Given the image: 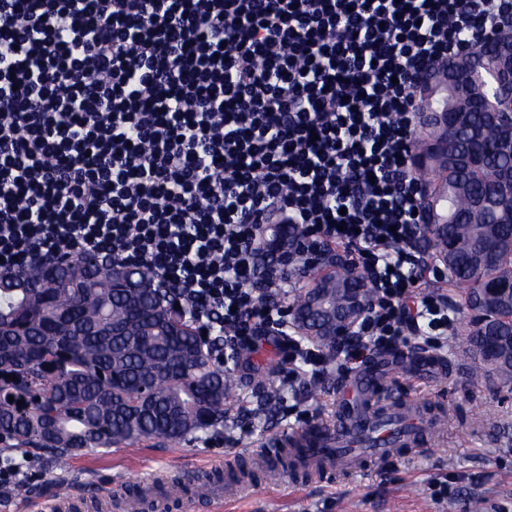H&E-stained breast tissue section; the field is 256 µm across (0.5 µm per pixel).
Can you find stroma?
I'll return each instance as SVG.
<instances>
[{
    "instance_id": "35a3bbf8",
    "label": "stroma",
    "mask_w": 512,
    "mask_h": 512,
    "mask_svg": "<svg viewBox=\"0 0 512 512\" xmlns=\"http://www.w3.org/2000/svg\"><path fill=\"white\" fill-rule=\"evenodd\" d=\"M438 290L456 311L448 334L450 370L430 384L407 375L394 377L383 397L430 404L441 416L430 444L404 448L384 459L367 458L352 473L307 481L281 472L257 471L244 493L227 499L221 512H469L472 498H480L483 512H512V386L472 381L467 372L466 320L468 310L455 290ZM259 374L236 372L232 412L224 421L222 439L205 438L92 451L59 468L38 460L32 490L11 495L0 512H49L58 486H66L75 501L72 512H101L104 493L138 496L153 472L178 482L186 504L182 512H208L190 489L211 480L223 485L227 471L237 464L261 461L273 442L328 422L336 403V380L328 378L317 389H282L286 402H299L307 422L285 416L281 406L263 409ZM448 486L444 499L433 495L434 483Z\"/></svg>"
}]
</instances>
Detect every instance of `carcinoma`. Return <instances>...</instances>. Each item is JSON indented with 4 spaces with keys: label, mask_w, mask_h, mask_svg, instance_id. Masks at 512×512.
I'll return each mask as SVG.
<instances>
[{
    "label": "carcinoma",
    "mask_w": 512,
    "mask_h": 512,
    "mask_svg": "<svg viewBox=\"0 0 512 512\" xmlns=\"http://www.w3.org/2000/svg\"><path fill=\"white\" fill-rule=\"evenodd\" d=\"M500 141L499 125L472 115L460 146ZM504 150L474 177L446 178L432 162L421 173L448 181L444 206L458 215L445 225L434 249L453 247L448 285L472 310L488 300L500 318L472 319L470 375H495L512 384V270L503 254L489 252L495 240L512 241V216L475 224L471 200L493 191L498 171L509 167ZM46 283L27 288L19 277L0 281V444L46 455L63 467L89 450L144 440H185L224 426L236 386L231 371L215 361L213 348L174 294L147 282L141 288L112 287L111 267L75 255L56 271H33ZM343 282L330 285L331 320L344 304ZM314 458L288 449L290 472L307 473Z\"/></svg>",
    "instance_id": "carcinoma-1"
}]
</instances>
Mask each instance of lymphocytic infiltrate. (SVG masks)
Listing matches in <instances>:
<instances>
[{
  "instance_id": "f902f5d3",
  "label": "lymphocytic infiltrate",
  "mask_w": 512,
  "mask_h": 512,
  "mask_svg": "<svg viewBox=\"0 0 512 512\" xmlns=\"http://www.w3.org/2000/svg\"><path fill=\"white\" fill-rule=\"evenodd\" d=\"M512 0H0V272L83 254L148 269L233 364L289 382L443 348L446 279L405 171L416 65L475 49ZM285 241L259 261L258 227ZM347 253L371 297L324 350L287 269Z\"/></svg>"
}]
</instances>
